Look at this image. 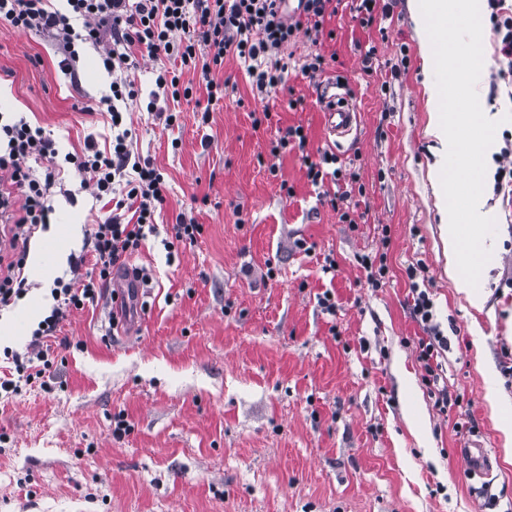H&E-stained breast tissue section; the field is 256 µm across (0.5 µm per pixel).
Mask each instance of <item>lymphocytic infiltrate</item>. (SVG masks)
Returning <instances> with one entry per match:
<instances>
[{"label": "lymphocytic infiltrate", "mask_w": 512, "mask_h": 512, "mask_svg": "<svg viewBox=\"0 0 512 512\" xmlns=\"http://www.w3.org/2000/svg\"><path fill=\"white\" fill-rule=\"evenodd\" d=\"M65 2L60 8L55 0H0V28L35 31L50 38L60 57V71L72 77L77 74L81 50L88 46L97 50L112 77L110 94L96 103L110 118L112 141L103 151L89 139L82 151L62 156L43 128L22 116L0 115V171L9 174L12 185L11 190H0V214L8 219L0 226V235L8 239L7 251L0 253V311L16 304L29 289L24 272L30 242L50 223L54 193L62 192L71 200L76 197L77 190L66 188L62 179L65 165H73L80 173V188L90 190L103 209L96 214L85 256L70 259L68 273L54 279L53 304L33 330L25 352L6 355L10 369L0 377V392L11 396L51 378L54 360L49 338L71 311L95 301L110 284L114 270L157 232L155 215L166 201L167 183L160 169L133 152L132 131L121 110L122 104L138 98L139 57L161 63L146 110L165 125H174L177 115L159 107V99L189 101L195 95L196 85L182 80L184 70L199 71V83L205 87L208 105L213 106L224 97L215 76L230 57L243 65L267 118L271 112L266 100L285 85V46L301 30L322 34L333 0H298L293 15L287 0ZM28 158L42 161V169L26 167ZM89 256L94 263L87 272L83 265ZM406 274L413 299L411 315L428 330L417 344L423 379L432 389L436 409L444 414L448 394L438 387L442 370L438 357L448 339L434 322V301L420 287L416 267H408Z\"/></svg>", "instance_id": "lymphocytic-infiltrate-1"}]
</instances>
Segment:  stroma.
Here are the masks:
<instances>
[{
    "mask_svg": "<svg viewBox=\"0 0 512 512\" xmlns=\"http://www.w3.org/2000/svg\"><path fill=\"white\" fill-rule=\"evenodd\" d=\"M479 4L477 93L483 111L502 115L512 110V78L501 73L491 0ZM387 5L368 27L342 4L319 39L298 32L261 125V104L232 58L209 123L191 102H180L170 127L130 107L134 149L169 186L158 224L189 211L204 232L177 263L167 264L158 235L129 257L151 277L136 331L112 332L106 293L62 323L50 390L29 388L0 409V512H512V458L499 430L512 419V190L496 189L488 164L483 197L497 230L478 309L448 275L418 0ZM316 54L332 63L312 81L300 66ZM98 59L86 49L74 83L47 38L0 29V113L43 127L63 154L81 151L87 136L104 140L107 117L92 104L111 79ZM333 80L348 84L358 114L340 144L320 105ZM292 98L302 109H289ZM297 125L305 149L270 155L271 141ZM325 149L359 172L361 189L307 180L302 154ZM65 181L77 200L54 195L50 227L30 243L31 288L0 313V350L25 351L50 285L92 229L90 195L75 172ZM334 192L345 196L336 207ZM195 195L207 203L192 204ZM344 210L355 225L340 221ZM376 252L390 272L373 288L359 257ZM411 265L448 339L444 414L417 358L427 330L410 315ZM326 291L335 313L319 303ZM492 382L496 414L485 400ZM120 415L129 430L118 439ZM474 441L497 460L486 498L473 495L456 455Z\"/></svg>",
    "mask_w": 512,
    "mask_h": 512,
    "instance_id": "35a3bbf8",
    "label": "stroma"
}]
</instances>
